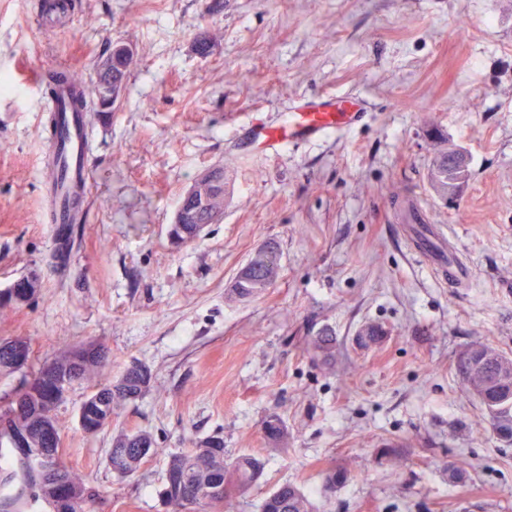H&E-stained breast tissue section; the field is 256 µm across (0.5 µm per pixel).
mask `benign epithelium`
Masks as SVG:
<instances>
[{
    "label": "benign epithelium",
    "mask_w": 512,
    "mask_h": 512,
    "mask_svg": "<svg viewBox=\"0 0 512 512\" xmlns=\"http://www.w3.org/2000/svg\"><path fill=\"white\" fill-rule=\"evenodd\" d=\"M200 179L209 187V193L199 197L196 194V188H190L182 198L181 207L176 210L175 223H183L185 209L189 205L196 204L213 216L222 212L224 170L211 169L202 174ZM38 288H40V281L37 275H25L15 280L8 289L1 291L0 298L25 299ZM99 354L100 351L96 346L84 344L46 363L42 372L21 393L14 395L11 399L16 406L23 402L35 404L29 416L28 429L19 432L8 420H0V445L12 450L24 439L38 445L55 444L59 429L53 417V408L67 397L75 382V373L96 362ZM29 360L30 350L27 343L16 339L7 345V356L0 361V368L13 372L21 371L28 366ZM42 387L48 390V397L36 403L34 398L38 396L37 390ZM111 419L112 409L101 403L95 394H89L82 402L79 409L81 428H92L100 422H108ZM29 464L42 474L40 501L47 506L49 512H75L87 497L86 491L67 483L57 462L45 455L42 449L38 447L31 449Z\"/></svg>",
    "instance_id": "1"
}]
</instances>
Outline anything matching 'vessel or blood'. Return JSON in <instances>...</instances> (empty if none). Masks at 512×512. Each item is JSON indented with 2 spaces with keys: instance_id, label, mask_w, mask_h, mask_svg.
<instances>
[{
  "instance_id": "vessel-or-blood-1",
  "label": "vessel or blood",
  "mask_w": 512,
  "mask_h": 512,
  "mask_svg": "<svg viewBox=\"0 0 512 512\" xmlns=\"http://www.w3.org/2000/svg\"><path fill=\"white\" fill-rule=\"evenodd\" d=\"M58 110L59 133L50 142L49 150L56 162V179L60 188L53 198L50 223H70L74 196L83 194L87 186L88 153L87 128L84 115ZM367 115L359 98L343 101L319 97L298 103L279 126L269 127L256 122L249 129V147L270 146L283 142L310 140L330 131H342L361 122Z\"/></svg>"
}]
</instances>
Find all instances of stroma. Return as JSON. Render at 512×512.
I'll list each match as a JSON object with an SVG mask.
<instances>
[{
  "label": "stroma",
  "instance_id": "obj_1",
  "mask_svg": "<svg viewBox=\"0 0 512 512\" xmlns=\"http://www.w3.org/2000/svg\"><path fill=\"white\" fill-rule=\"evenodd\" d=\"M0 0V290L37 273L33 300L0 308V341L30 363L0 373V406L67 345L107 361L55 410L64 464L96 493L95 512H169L167 456L223 438L259 456L263 476L224 512H260L280 485L315 512H512V445L455 372L484 342L512 356V0ZM210 35L209 55L193 42ZM135 62L109 112H89V176L70 257L47 222L45 81L95 78L113 46ZM363 99L360 125L255 154V119L280 124L294 102ZM440 130L468 158L449 198L430 187ZM223 167V213L191 242L169 231L181 197ZM276 241L280 275L232 298L254 251ZM454 257L453 287L432 270ZM383 326L359 347L364 325ZM331 331L332 357L312 341ZM133 362L149 390L84 432L94 385ZM280 417L288 439L262 424ZM145 431L162 452L113 471L116 437ZM405 452L393 474L381 448ZM469 467L451 478L449 464ZM347 468L325 490L323 474ZM8 355L2 360L1 368L7 371H21L26 368L30 360V350L27 343L23 340H13L7 345ZM0 368V371H1Z\"/></svg>",
  "mask_w": 512,
  "mask_h": 512
}]
</instances>
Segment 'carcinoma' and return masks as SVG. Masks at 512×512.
Returning <instances> with one entry per match:
<instances>
[{
	"mask_svg": "<svg viewBox=\"0 0 512 512\" xmlns=\"http://www.w3.org/2000/svg\"><path fill=\"white\" fill-rule=\"evenodd\" d=\"M134 63L133 56H127L119 62L115 73L94 80V92L100 94L101 83L109 80L124 83L126 74ZM64 87L69 90L73 102L80 108L86 103L83 80L67 70L55 71L48 77L50 93ZM468 179V165L460 159L457 151L439 150L429 172L431 186L438 193L446 195L456 191ZM211 215H201L183 224L172 225L170 234L182 242L196 238L193 233L195 224H211ZM279 251L272 244L265 245L254 252L247 263L239 270L233 291L238 297L253 296L270 287L279 274ZM457 369L466 388L479 396L485 389L496 385L512 386V357L498 352L486 344H474L464 351L457 360ZM152 375L144 365H134L118 380L111 390L102 387L104 393H112V405L117 406L128 400H134L146 392L151 384ZM492 418L493 429L503 427L507 432L504 439L512 440V400L499 399L486 406ZM266 437L275 444L282 442L287 432L277 417H271L263 423ZM152 436L146 432H135L129 436L123 434L113 443L110 452L112 469L128 476L137 471L143 458L141 454H157ZM23 470V461L11 454V459L0 458V509L3 512H25L37 503L40 485L39 476L17 482L19 472ZM167 470L175 474L172 482H164L162 495L172 512H185L190 505L215 507L221 499L210 497L204 490L212 484L224 483L227 477L233 478L234 486L245 490L263 474L264 462L250 454H242L233 460L224 456V440L220 437L208 439L200 448L187 454L169 456ZM262 512H312L311 504L299 488L284 484L277 489L274 503L263 501Z\"/></svg>",
	"mask_w": 512,
	"mask_h": 512,
	"instance_id": "obj_1",
	"label": "carcinoma"
}]
</instances>
